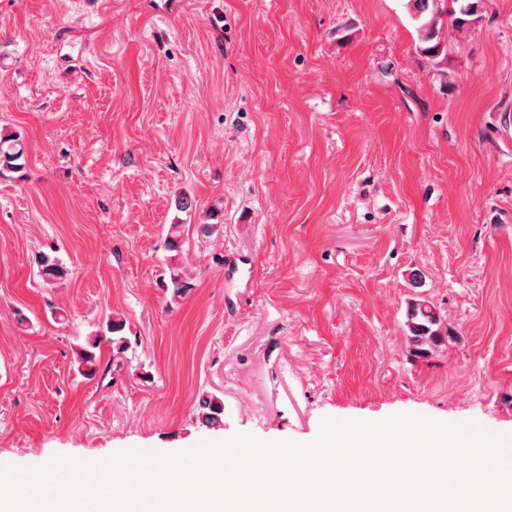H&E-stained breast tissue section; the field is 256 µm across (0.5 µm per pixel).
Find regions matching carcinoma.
Masks as SVG:
<instances>
[{
	"instance_id": "obj_1",
	"label": "carcinoma",
	"mask_w": 512,
	"mask_h": 512,
	"mask_svg": "<svg viewBox=\"0 0 512 512\" xmlns=\"http://www.w3.org/2000/svg\"><path fill=\"white\" fill-rule=\"evenodd\" d=\"M412 19L419 22L417 26L418 50L429 59L438 57L445 49L446 40L440 24V16L444 13L455 16L454 22L458 28L468 23V17L477 12L478 5L473 0H410ZM24 148L21 136L14 134L0 138V175L6 171H18L23 167L21 159ZM38 264L42 277L48 282L60 281L66 277L67 270L60 259L48 253L38 257ZM165 288L171 289V301L176 302L186 296L194 288V283L181 269L172 265L169 268V282ZM408 330L412 346L417 352L424 354L442 342L441 317L434 305L426 300H414L408 306ZM125 323L113 318L107 323V332L112 334L113 359L122 357L129 349L128 338L122 335ZM102 337L96 336L88 340L81 348L79 368L88 376L97 372L99 357L96 349ZM202 406L206 412L202 413L205 423L215 425L224 414V403L217 397L204 398Z\"/></svg>"
}]
</instances>
